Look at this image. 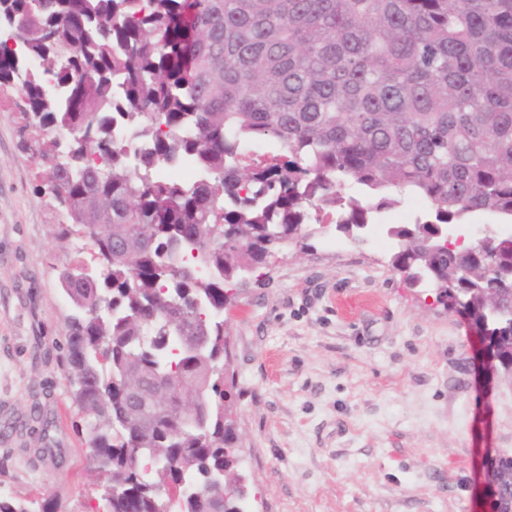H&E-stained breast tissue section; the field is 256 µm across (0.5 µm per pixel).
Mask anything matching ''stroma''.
I'll return each mask as SVG.
<instances>
[{
    "label": "stroma",
    "instance_id": "35a3bbf8",
    "mask_svg": "<svg viewBox=\"0 0 512 512\" xmlns=\"http://www.w3.org/2000/svg\"><path fill=\"white\" fill-rule=\"evenodd\" d=\"M18 83L0 87V488L94 512L66 378L58 270L77 251L21 143ZM333 226L290 242L224 311V382L252 512H498L488 475L512 457V381L476 334L412 287L375 239Z\"/></svg>",
    "mask_w": 512,
    "mask_h": 512
}]
</instances>
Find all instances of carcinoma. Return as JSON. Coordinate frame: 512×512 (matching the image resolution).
I'll return each instance as SVG.
<instances>
[{
    "label": "carcinoma",
    "instance_id": "obj_1",
    "mask_svg": "<svg viewBox=\"0 0 512 512\" xmlns=\"http://www.w3.org/2000/svg\"><path fill=\"white\" fill-rule=\"evenodd\" d=\"M0 85L21 72L23 146L65 214L67 379L99 512H242L224 389V309L243 272L312 234L394 225L391 266L465 317L512 371V235L448 247L477 215L512 221V0H0ZM119 114L136 150L112 138ZM261 138L277 150L245 151ZM190 187L150 172L182 157ZM361 189L349 195V186ZM210 269L200 278L194 267ZM167 464L146 480L142 449ZM512 459L494 470L498 493Z\"/></svg>",
    "mask_w": 512,
    "mask_h": 512
}]
</instances>
